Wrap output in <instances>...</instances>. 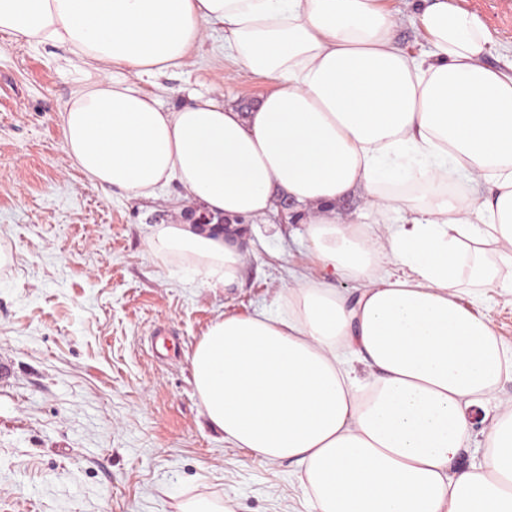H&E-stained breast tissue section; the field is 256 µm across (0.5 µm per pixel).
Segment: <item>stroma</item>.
I'll return each mask as SVG.
<instances>
[{
	"label": "stroma",
	"instance_id": "1",
	"mask_svg": "<svg viewBox=\"0 0 512 512\" xmlns=\"http://www.w3.org/2000/svg\"><path fill=\"white\" fill-rule=\"evenodd\" d=\"M493 31L486 58L512 61V0H456ZM65 48L0 34V512H175L206 498L233 512H313L287 462L225 442L202 414L190 356L225 313L272 308L314 274L304 227L252 224L238 288H192L149 250L184 207L178 182L137 199L89 185L63 148L61 109L78 79ZM244 77L207 38L150 83L166 107L192 94L247 103Z\"/></svg>",
	"mask_w": 512,
	"mask_h": 512
}]
</instances>
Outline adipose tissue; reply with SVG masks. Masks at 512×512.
Listing matches in <instances>:
<instances>
[{
  "label": "adipose tissue",
  "mask_w": 512,
  "mask_h": 512,
  "mask_svg": "<svg viewBox=\"0 0 512 512\" xmlns=\"http://www.w3.org/2000/svg\"><path fill=\"white\" fill-rule=\"evenodd\" d=\"M424 3L413 54L386 0H0V33L70 53L62 141L91 186L149 198L175 181L226 218L155 225L163 264L239 287L246 225L294 203L321 277L217 318L191 365L207 421L294 464L315 512H512V403L494 396L512 345L462 302L512 297V65H486L475 13ZM212 32L273 88L246 111L164 107L146 82ZM476 417L485 443L464 465Z\"/></svg>",
  "instance_id": "1"
}]
</instances>
